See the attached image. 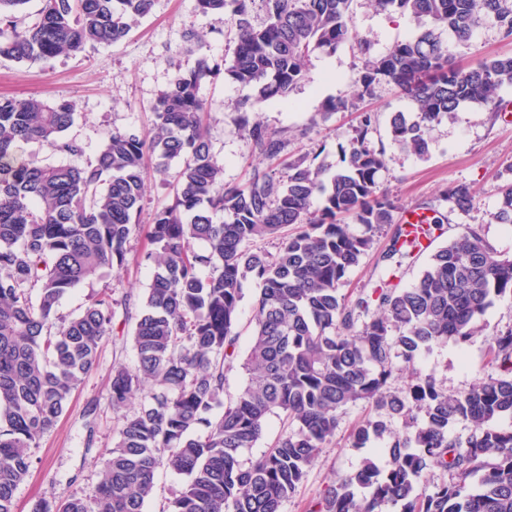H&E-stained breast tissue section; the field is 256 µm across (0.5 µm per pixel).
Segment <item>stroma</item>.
Returning <instances> with one entry per match:
<instances>
[{"label": "stroma", "instance_id": "1", "mask_svg": "<svg viewBox=\"0 0 512 512\" xmlns=\"http://www.w3.org/2000/svg\"><path fill=\"white\" fill-rule=\"evenodd\" d=\"M350 20L358 35L370 42L375 55L387 54L398 42L419 31L409 16L380 11L373 0H352ZM191 31L204 36L213 58H230L233 20L199 13L196 0H155L152 12L120 42L61 55L45 63L0 60V96L66 101L75 108L76 119L66 135L82 144V154L54 153L30 142L22 147L24 155L47 165L82 167L95 160L113 131H146L152 106L167 89L175 70L188 71L197 64V54L185 49V36ZM438 36L449 59L462 67L512 54V39L503 38L491 25L479 28L465 43L444 30ZM362 64L358 47L351 44L341 45L333 53L314 51L306 80L288 99L260 103V121L270 131L290 138L291 153H306L317 163L340 167L341 149L354 137L358 120L355 112L327 114L321 105L331 98L350 96ZM201 93L209 109L211 150L224 166V181L242 183L255 165L256 156L250 141L237 129V108L242 101L253 98L254 91L219 76L204 82ZM498 99L500 112L464 105L434 125L429 155L422 159L403 151L390 137L391 118L394 113L409 111L408 101L394 85L382 84L375 89L369 104L375 120L368 139L372 147L384 153L381 186L396 201L400 212L435 207L446 213L434 246L445 245L464 225L472 224L482 226L497 250L512 254V227L492 219L500 188L512 179V86L502 87ZM181 165V160L169 161L165 174L154 173L148 178L140 223H151L156 211L173 204L174 180ZM451 182L471 187L477 199L475 209L466 214L451 210L440 195ZM394 231L390 224L375 232L371 250L345 280V293H358L376 280V262L387 250ZM146 251L144 237L134 236L124 269L85 281L61 299L58 314L67 318L78 314L105 290L116 298L127 294L132 297L129 308H117L112 329L101 341L97 366L74 393L57 426L40 440L35 450L37 462L16 492L15 512H28L31 501L44 495H94L101 455L117 437L109 391L112 369L134 365L137 358L132 337L135 317L151 282ZM486 350L487 341L482 335L463 345L435 343L423 352L419 367L448 392L462 393L494 374ZM363 414L359 404L344 409L336 438L322 448L298 492L283 502L281 512H308L336 475L360 466L364 453L351 448L348 436Z\"/></svg>", "mask_w": 512, "mask_h": 512}]
</instances>
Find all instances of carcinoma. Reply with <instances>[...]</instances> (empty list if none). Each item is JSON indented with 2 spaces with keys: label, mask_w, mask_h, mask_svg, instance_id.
Returning <instances> with one entry per match:
<instances>
[{
  "label": "carcinoma",
  "mask_w": 512,
  "mask_h": 512,
  "mask_svg": "<svg viewBox=\"0 0 512 512\" xmlns=\"http://www.w3.org/2000/svg\"><path fill=\"white\" fill-rule=\"evenodd\" d=\"M28 0H0V58L25 64L76 54L124 39L155 0H42L37 19L22 26ZM265 20L251 21L255 0H197L204 15L236 23L232 57L220 62L192 36L194 70H176L153 107L144 133L116 131L93 163L48 166L24 158L37 141L80 155L63 133L74 123L66 101L0 97V512H14L18 486L34 467V448L64 413L97 363L114 307L103 292L77 316L57 315L61 298L104 269L128 263L131 237L148 177L147 155L183 158L174 203L147 225L145 254L152 280L133 332L137 359L112 370L110 399L118 439L101 458L93 498L40 497L29 512H144L161 461L186 477L171 512H280L321 448L336 435L343 409L358 401L372 414L351 434L365 451L360 467L336 477L308 512H512V327L487 336L497 375L450 394L421 373L431 344L458 345L484 329L492 297L512 293V254L497 250L482 229L466 226L436 250L408 288L393 283L406 260L441 229L433 210L418 224L397 226L382 256L379 284L354 300L341 292L346 275L370 250L372 232L394 221L396 205L381 188L384 155L368 142L372 113H361L356 136L342 150L344 166L326 169L288 155V140L253 119L256 105L288 99L307 78L316 50L347 43L364 55L353 94L326 101L345 112L381 84L398 87L412 113L397 112L391 140L421 158L429 130L464 103L493 112L497 92L512 85V55L462 69L435 30L459 42L481 26L512 38V0H375L424 25L385 55H374L351 28V0H261ZM224 75L256 90L238 107V130L260 158L241 185H226L211 151L201 94L206 78ZM321 207L311 209L314 193ZM452 208L476 206L469 186L442 190ZM221 213L224 221L214 223ZM365 228L351 230L345 219ZM492 219L512 225V180L501 189ZM276 239V252L257 239ZM257 285L255 329L242 363L247 382L224 400L226 367L237 357V315L243 283ZM401 359L395 366L393 358ZM406 378L391 389L394 372ZM277 414L284 429L272 447L242 460ZM402 420L395 430L391 423ZM468 421L460 439L450 427ZM388 438L385 467L374 441ZM448 480L430 482L433 470Z\"/></svg>",
  "instance_id": "obj_1"
}]
</instances>
